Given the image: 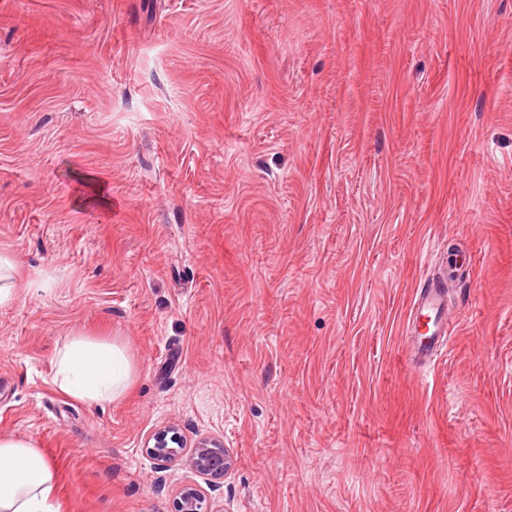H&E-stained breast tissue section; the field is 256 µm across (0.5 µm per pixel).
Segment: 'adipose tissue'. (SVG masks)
<instances>
[{
  "instance_id": "obj_1",
  "label": "adipose tissue",
  "mask_w": 512,
  "mask_h": 512,
  "mask_svg": "<svg viewBox=\"0 0 512 512\" xmlns=\"http://www.w3.org/2000/svg\"><path fill=\"white\" fill-rule=\"evenodd\" d=\"M135 367L126 347L115 340L76 333L57 350L53 382L81 401L104 405L130 389ZM55 468L31 440L0 436V512H58Z\"/></svg>"
}]
</instances>
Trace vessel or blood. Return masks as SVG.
<instances>
[{
    "mask_svg": "<svg viewBox=\"0 0 512 512\" xmlns=\"http://www.w3.org/2000/svg\"><path fill=\"white\" fill-rule=\"evenodd\" d=\"M453 320L454 305L447 272L427 274L416 291L407 321L408 356L419 362L436 357L450 338Z\"/></svg>",
    "mask_w": 512,
    "mask_h": 512,
    "instance_id": "b4317fda",
    "label": "vessel or blood"
}]
</instances>
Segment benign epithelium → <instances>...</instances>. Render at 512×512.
Listing matches in <instances>:
<instances>
[{
    "label": "benign epithelium",
    "mask_w": 512,
    "mask_h": 512,
    "mask_svg": "<svg viewBox=\"0 0 512 512\" xmlns=\"http://www.w3.org/2000/svg\"><path fill=\"white\" fill-rule=\"evenodd\" d=\"M182 448L184 444L181 435L175 426L169 425L152 434L146 443L145 452L161 469L173 461L181 460L188 469L213 479L223 478L224 470L231 464L224 443L217 439H198L188 454ZM177 506L178 512H214L204 493L194 486L181 490Z\"/></svg>",
    "instance_id": "1"
}]
</instances>
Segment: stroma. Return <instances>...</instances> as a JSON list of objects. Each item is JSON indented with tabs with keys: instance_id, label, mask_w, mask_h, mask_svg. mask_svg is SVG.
Wrapping results in <instances>:
<instances>
[{
	"instance_id": "1",
	"label": "stroma",
	"mask_w": 512,
	"mask_h": 512,
	"mask_svg": "<svg viewBox=\"0 0 512 512\" xmlns=\"http://www.w3.org/2000/svg\"><path fill=\"white\" fill-rule=\"evenodd\" d=\"M0 252V435L59 512H512V0H0ZM79 330L125 398L55 387ZM170 423L223 480L157 470ZM16 265L11 256L0 253V305L15 299ZM452 291L446 271L429 273L420 283L406 329L405 347L412 360L427 362L449 343L454 320ZM134 377V363L122 343L82 332L63 343L53 360L54 384L98 406L124 398ZM183 439L173 425L157 430L148 439L144 448L146 454L156 461L158 469H163L168 463L182 460L191 471L210 476L213 479L224 477V470L231 464L224 450V443L213 438H200L190 453L185 454ZM177 506L178 512H215L204 493L194 486H187L181 490Z\"/></svg>"
}]
</instances>
